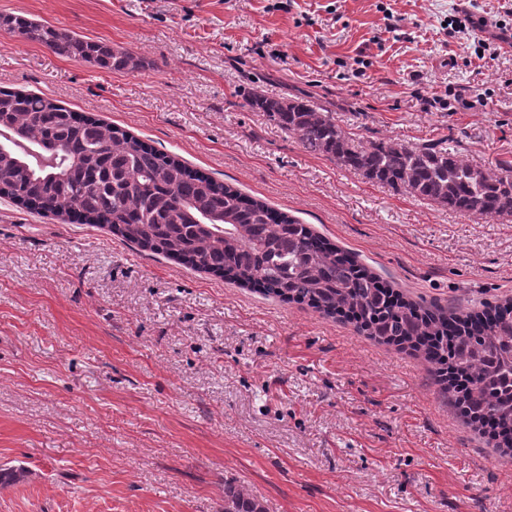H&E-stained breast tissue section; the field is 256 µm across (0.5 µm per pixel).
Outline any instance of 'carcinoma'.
Wrapping results in <instances>:
<instances>
[{
    "label": "carcinoma",
    "mask_w": 512,
    "mask_h": 512,
    "mask_svg": "<svg viewBox=\"0 0 512 512\" xmlns=\"http://www.w3.org/2000/svg\"><path fill=\"white\" fill-rule=\"evenodd\" d=\"M0 26L55 54L123 71L141 61L16 15ZM266 113L304 148L371 182L475 218L512 217V165L491 172L447 146L354 144L332 113L261 94ZM40 214L100 224L144 251L173 258L283 303L353 325L420 360L458 419L512 462V302L461 313L404 296L357 257L267 203L195 170L128 131L33 93L0 87V197ZM224 512H266L224 488Z\"/></svg>",
    "instance_id": "1"
}]
</instances>
